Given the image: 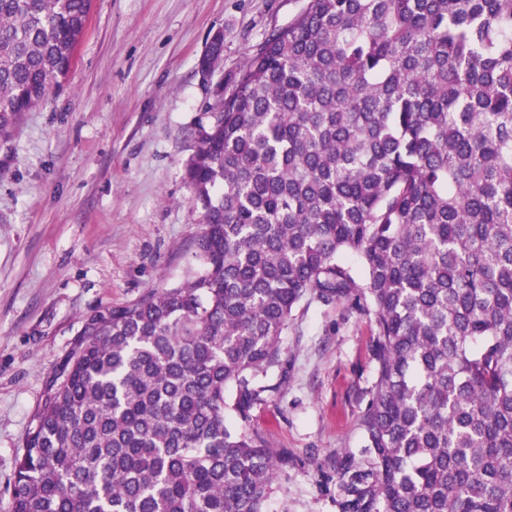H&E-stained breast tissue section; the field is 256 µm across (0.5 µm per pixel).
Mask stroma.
Masks as SVG:
<instances>
[{"instance_id": "35a3bbf8", "label": "stroma", "mask_w": 512, "mask_h": 512, "mask_svg": "<svg viewBox=\"0 0 512 512\" xmlns=\"http://www.w3.org/2000/svg\"><path fill=\"white\" fill-rule=\"evenodd\" d=\"M307 0H92L63 91L0 147V512L35 417L88 322L181 283L200 225L184 167L219 86ZM224 50L200 59L215 35ZM375 332L347 299L302 300L286 370L251 426L284 452L265 512H339L360 457Z\"/></svg>"}]
</instances>
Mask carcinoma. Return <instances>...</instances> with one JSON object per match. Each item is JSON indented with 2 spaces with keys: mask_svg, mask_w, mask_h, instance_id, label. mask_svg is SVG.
<instances>
[{
  "mask_svg": "<svg viewBox=\"0 0 512 512\" xmlns=\"http://www.w3.org/2000/svg\"><path fill=\"white\" fill-rule=\"evenodd\" d=\"M91 4L0 0L1 144L63 88ZM185 179L199 269L86 325L12 512H264L282 455L251 411L307 296L375 328L340 512H512V0H309Z\"/></svg>",
  "mask_w": 512,
  "mask_h": 512,
  "instance_id": "obj_1",
  "label": "carcinoma"
}]
</instances>
